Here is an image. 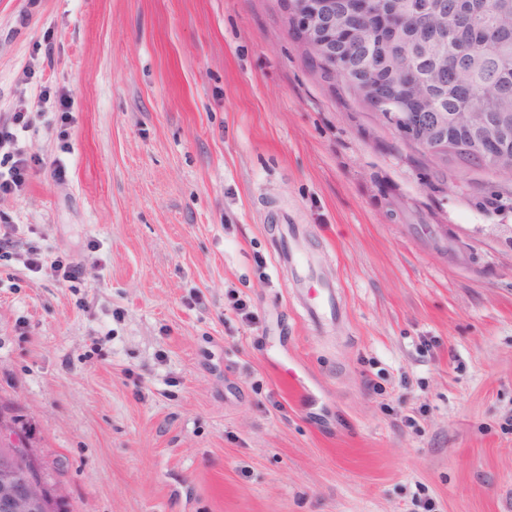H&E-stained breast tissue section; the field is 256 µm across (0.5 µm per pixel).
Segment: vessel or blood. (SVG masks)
<instances>
[{"label": "vessel or blood", "instance_id": "vessel-or-blood-1", "mask_svg": "<svg viewBox=\"0 0 512 512\" xmlns=\"http://www.w3.org/2000/svg\"><path fill=\"white\" fill-rule=\"evenodd\" d=\"M278 264L288 266L291 286L300 300L304 317L311 323L334 319L342 314L341 297L331 286L322 285L312 271V260L302 249L299 240H291L287 250L277 256Z\"/></svg>", "mask_w": 512, "mask_h": 512}]
</instances>
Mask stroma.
<instances>
[{
    "label": "stroma",
    "mask_w": 512,
    "mask_h": 512,
    "mask_svg": "<svg viewBox=\"0 0 512 512\" xmlns=\"http://www.w3.org/2000/svg\"><path fill=\"white\" fill-rule=\"evenodd\" d=\"M16 112L0 411L66 512H512V177L433 168L281 0H0ZM290 239L287 250L277 256L276 261L280 269L282 264L288 265L292 276V290L301 301L303 316L314 324H320L325 318L333 320L341 316L339 292L333 286H325L314 277L310 256L302 249L299 240L291 236V233Z\"/></svg>",
    "instance_id": "obj_1"
}]
</instances>
